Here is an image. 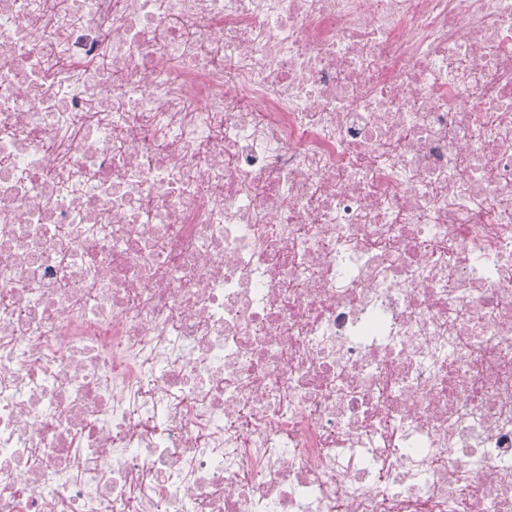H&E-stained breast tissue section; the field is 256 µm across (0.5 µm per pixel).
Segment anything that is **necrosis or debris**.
Segmentation results:
<instances>
[{
	"label": "necrosis or debris",
	"mask_w": 512,
	"mask_h": 512,
	"mask_svg": "<svg viewBox=\"0 0 512 512\" xmlns=\"http://www.w3.org/2000/svg\"><path fill=\"white\" fill-rule=\"evenodd\" d=\"M0 512H512V0H0Z\"/></svg>",
	"instance_id": "necrosis-or-debris-1"
}]
</instances>
